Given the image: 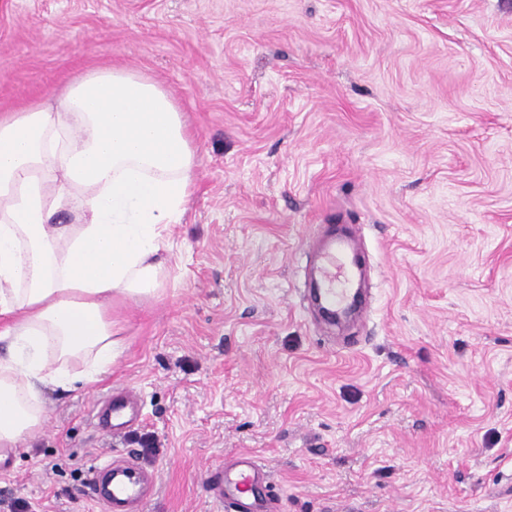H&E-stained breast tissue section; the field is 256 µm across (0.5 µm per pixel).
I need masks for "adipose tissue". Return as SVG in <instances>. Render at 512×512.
<instances>
[{"label": "adipose tissue", "mask_w": 512, "mask_h": 512, "mask_svg": "<svg viewBox=\"0 0 512 512\" xmlns=\"http://www.w3.org/2000/svg\"><path fill=\"white\" fill-rule=\"evenodd\" d=\"M197 168L179 103L140 72L0 114L1 448L41 430L43 387L91 385L121 355L112 305L163 288Z\"/></svg>", "instance_id": "1"}]
</instances>
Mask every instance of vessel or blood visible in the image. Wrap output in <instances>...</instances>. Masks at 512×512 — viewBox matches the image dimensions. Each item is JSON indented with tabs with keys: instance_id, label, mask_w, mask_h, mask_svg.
<instances>
[{
	"instance_id": "1",
	"label": "vessel or blood",
	"mask_w": 512,
	"mask_h": 512,
	"mask_svg": "<svg viewBox=\"0 0 512 512\" xmlns=\"http://www.w3.org/2000/svg\"><path fill=\"white\" fill-rule=\"evenodd\" d=\"M351 241H330L319 253L315 299L333 311L345 310L349 291L337 287L334 269L349 261ZM144 407L139 396L123 388L93 408L94 425L107 436H119L138 425ZM157 480L156 469L137 461L107 457L91 466L88 489L92 502L103 512H142ZM210 497L222 512H266L272 483L268 471L251 454L242 453L207 471Z\"/></svg>"
}]
</instances>
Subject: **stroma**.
<instances>
[{
	"instance_id": "stroma-1",
	"label": "stroma",
	"mask_w": 512,
	"mask_h": 512,
	"mask_svg": "<svg viewBox=\"0 0 512 512\" xmlns=\"http://www.w3.org/2000/svg\"><path fill=\"white\" fill-rule=\"evenodd\" d=\"M159 81L195 135L196 189L158 297L118 301L124 349L48 389L0 500L101 512L90 403L144 400V512H217L247 452L272 512H512V0H0V113L74 76ZM349 228L367 311L305 298L321 226Z\"/></svg>"
}]
</instances>
